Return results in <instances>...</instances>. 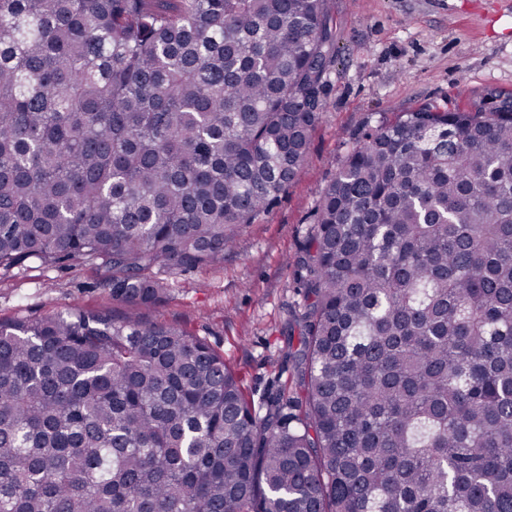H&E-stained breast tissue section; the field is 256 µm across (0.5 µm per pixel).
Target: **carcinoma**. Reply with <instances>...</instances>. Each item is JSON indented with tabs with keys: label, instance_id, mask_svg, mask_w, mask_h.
<instances>
[{
	"label": "carcinoma",
	"instance_id": "obj_1",
	"mask_svg": "<svg viewBox=\"0 0 512 512\" xmlns=\"http://www.w3.org/2000/svg\"><path fill=\"white\" fill-rule=\"evenodd\" d=\"M328 0H0V269L151 307L303 172ZM296 261L301 395L109 311L0 320V512H512V93L339 161Z\"/></svg>",
	"mask_w": 512,
	"mask_h": 512
}]
</instances>
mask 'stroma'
<instances>
[{
	"label": "stroma",
	"instance_id": "35a3bbf8",
	"mask_svg": "<svg viewBox=\"0 0 512 512\" xmlns=\"http://www.w3.org/2000/svg\"><path fill=\"white\" fill-rule=\"evenodd\" d=\"M336 53L326 110L299 179L247 226L223 264L174 274L163 302L112 299L92 266L35 262L0 269V320L80 304L118 318L177 326L205 340L237 372L246 394L295 396L286 329L302 301L294 262L340 158L362 133L431 103L466 107L488 88L512 92V0H332Z\"/></svg>",
	"mask_w": 512,
	"mask_h": 512
}]
</instances>
